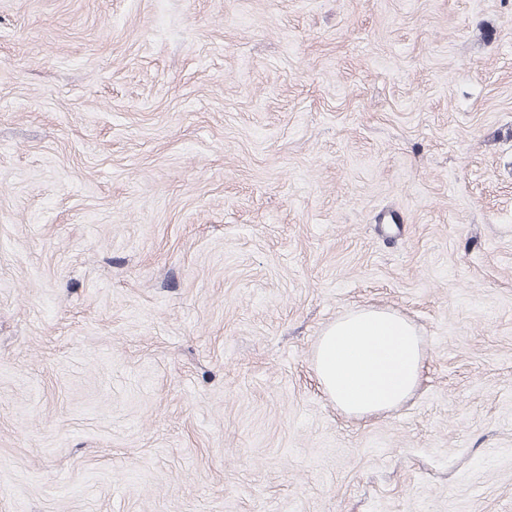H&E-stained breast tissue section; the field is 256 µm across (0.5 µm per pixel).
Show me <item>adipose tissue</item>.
I'll use <instances>...</instances> for the list:
<instances>
[{
    "label": "adipose tissue",
    "mask_w": 512,
    "mask_h": 512,
    "mask_svg": "<svg viewBox=\"0 0 512 512\" xmlns=\"http://www.w3.org/2000/svg\"><path fill=\"white\" fill-rule=\"evenodd\" d=\"M313 365L337 409L363 419L392 411L415 393L424 353L407 318L389 308L361 306L323 332Z\"/></svg>",
    "instance_id": "ef3b65f1"
}]
</instances>
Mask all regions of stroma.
Listing matches in <instances>:
<instances>
[{"mask_svg":"<svg viewBox=\"0 0 512 512\" xmlns=\"http://www.w3.org/2000/svg\"><path fill=\"white\" fill-rule=\"evenodd\" d=\"M0 512H512V0H0ZM313 365L336 408L363 419L392 411L415 393L424 353L407 318L390 308L360 306L323 332Z\"/></svg>","mask_w":512,"mask_h":512,"instance_id":"stroma-1","label":"stroma"}]
</instances>
